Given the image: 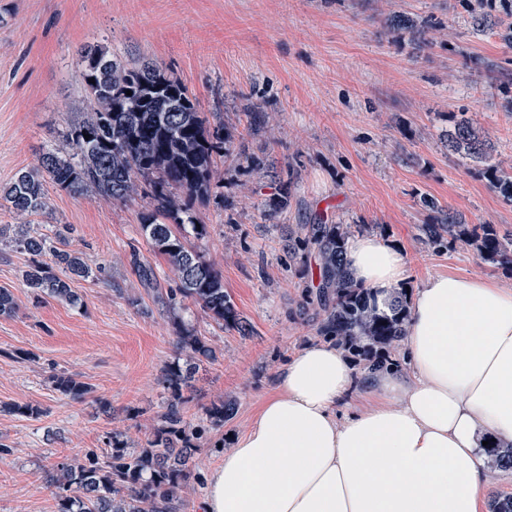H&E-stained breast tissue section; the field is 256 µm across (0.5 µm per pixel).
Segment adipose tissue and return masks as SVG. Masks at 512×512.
<instances>
[{
  "mask_svg": "<svg viewBox=\"0 0 512 512\" xmlns=\"http://www.w3.org/2000/svg\"><path fill=\"white\" fill-rule=\"evenodd\" d=\"M346 257L377 303L405 279L403 252L379 236L350 240ZM405 360L407 371L359 376L331 344L302 348L209 475L202 512H479L483 444L512 446V289L428 279ZM356 385L370 403L337 423Z\"/></svg>",
  "mask_w": 512,
  "mask_h": 512,
  "instance_id": "ef3b65f1",
  "label": "adipose tissue"
}]
</instances>
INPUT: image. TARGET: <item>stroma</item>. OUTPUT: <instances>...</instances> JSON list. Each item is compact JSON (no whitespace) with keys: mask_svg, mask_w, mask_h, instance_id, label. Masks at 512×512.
Masks as SVG:
<instances>
[{"mask_svg":"<svg viewBox=\"0 0 512 512\" xmlns=\"http://www.w3.org/2000/svg\"><path fill=\"white\" fill-rule=\"evenodd\" d=\"M431 21L428 44L395 31L390 16ZM104 41L124 61L153 59L179 78L210 122L233 134L236 161L217 162L206 198L194 204L207 235L196 246L224 277V288L255 333L220 328L198 307L173 316L148 297L128 266L130 246L172 286L139 223L148 199L124 203L77 195L47 183L45 233L68 224V248L106 280L73 279L70 304L34 298L22 273L26 254L0 248V288L16 308L0 316V512H56L44 472L87 450L104 452L118 431L143 446L159 425L167 394L165 363L180 356L179 323L220 350L196 375L189 413L219 399L236 401L235 418L210 429L196 458L202 476L252 426L276 389L279 369L317 342V320L300 312L298 269L316 275L317 255L288 264L277 227H262L261 187L242 205L254 157L293 166L291 203L280 224L324 215L345 224H379L402 250L405 284L429 278H479L512 289V274L456 247L433 252L419 239L430 219L426 194L468 223L512 231V203L439 140L448 115L466 112L488 132L494 161L512 165V48L493 32L474 34L459 0H0V186L37 166L47 146L85 117L80 53ZM258 112L272 122L258 124ZM78 375L79 399L55 391L49 377ZM39 407L36 418L7 412Z\"/></svg>","mask_w":512,"mask_h":512,"instance_id":"35a3bbf8","label":"stroma"}]
</instances>
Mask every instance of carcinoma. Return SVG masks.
<instances>
[{
	"label": "carcinoma",
	"instance_id": "obj_1",
	"mask_svg": "<svg viewBox=\"0 0 512 512\" xmlns=\"http://www.w3.org/2000/svg\"><path fill=\"white\" fill-rule=\"evenodd\" d=\"M471 2L460 0L470 13L473 32L493 29L512 47V0H502L508 22L491 19ZM390 23L427 43L425 29L415 20L398 16ZM81 69L89 102L87 118L69 128L67 151L46 148L38 166L20 170L0 189V209L23 221L44 212L48 179L63 190L115 202L138 195L151 198L153 209L140 215L141 231L154 253L166 259L176 287L162 288L153 264L133 247L129 265L144 293L172 313L190 300L225 329L251 335L252 325L224 290L222 274L188 244V237L202 239L207 234L206 225L190 215L191 198L209 192L216 175L215 157L233 155L232 136L221 125L209 128L195 95L154 60L128 64L109 46L95 44L82 52ZM443 137L449 150L512 203V170L492 162L484 131L465 113L452 112ZM250 166L257 183L268 179L275 185L262 207L264 220H274L288 210L294 168L269 173L255 158ZM419 202L432 214L431 222L419 228L425 245L437 252L464 245L481 260L512 273V234L500 233L493 224H469L462 214L431 196H422ZM369 229L368 224H335L324 218L312 224L280 225L288 257L312 249L319 258L317 291H304L301 310L320 317L317 335L356 357L368 372L398 366L396 353L406 336L408 318L405 289H395L381 309L349 273L347 240ZM10 242L29 255L23 281L38 297L46 294L76 304L70 279L102 276V269L92 270L78 253L66 249V235L59 229L51 238L21 225ZM178 339L185 358L163 369L168 396L161 426L141 448L128 447L123 434L115 432L105 453L92 449L78 463L60 462L46 471L56 512H185L183 492L204 484L196 464L202 439L209 427L222 426L234 417L235 405L224 400L212 403L205 409L204 423L188 417L185 390L196 366L217 360V354L185 327ZM51 380L56 390L75 398L87 391L66 372L54 374ZM487 456L497 468H512V447L492 446Z\"/></svg>",
	"mask_w": 512,
	"mask_h": 512
}]
</instances>
